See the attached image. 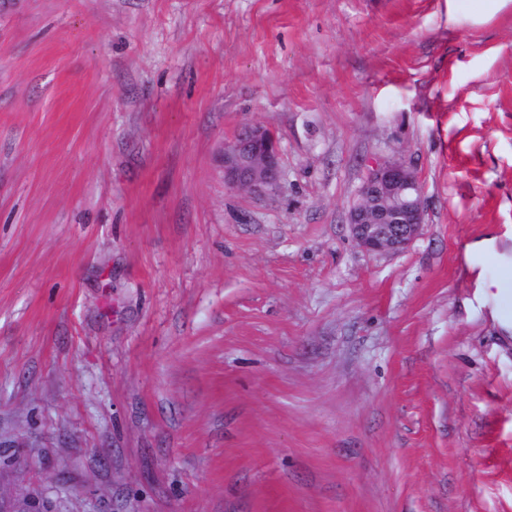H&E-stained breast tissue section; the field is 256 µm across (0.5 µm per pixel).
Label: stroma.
<instances>
[{
  "mask_svg": "<svg viewBox=\"0 0 512 512\" xmlns=\"http://www.w3.org/2000/svg\"><path fill=\"white\" fill-rule=\"evenodd\" d=\"M509 262L512 0H0V512H512ZM278 146L264 126L245 129L224 145V184L230 189L262 193L279 179ZM426 199L413 165L403 156L382 159L361 182L346 222L369 253L399 252L426 223Z\"/></svg>",
  "mask_w": 512,
  "mask_h": 512,
  "instance_id": "obj_1",
  "label": "stroma"
}]
</instances>
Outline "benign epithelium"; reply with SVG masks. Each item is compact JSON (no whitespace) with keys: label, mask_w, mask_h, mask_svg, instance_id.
Returning a JSON list of instances; mask_svg holds the SVG:
<instances>
[{"label":"benign epithelium","mask_w":512,"mask_h":512,"mask_svg":"<svg viewBox=\"0 0 512 512\" xmlns=\"http://www.w3.org/2000/svg\"><path fill=\"white\" fill-rule=\"evenodd\" d=\"M279 179L278 146L264 126L245 129L224 145V184L262 193ZM426 199L413 165L403 156L382 159L361 182L346 223L369 252H399L426 223Z\"/></svg>","instance_id":"obj_1"}]
</instances>
